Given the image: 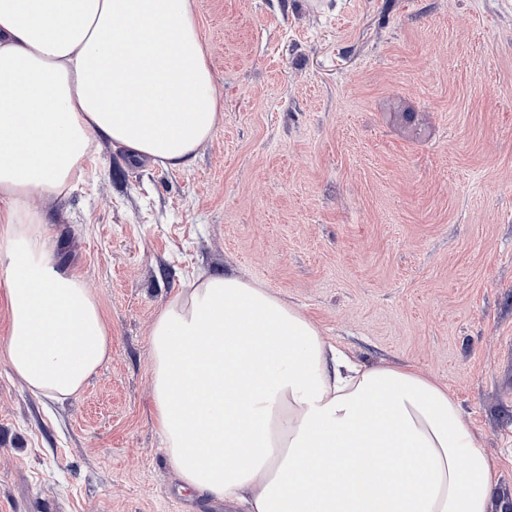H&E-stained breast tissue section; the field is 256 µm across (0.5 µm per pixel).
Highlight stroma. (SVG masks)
<instances>
[{"label": "stroma", "instance_id": "35a3bbf8", "mask_svg": "<svg viewBox=\"0 0 512 512\" xmlns=\"http://www.w3.org/2000/svg\"><path fill=\"white\" fill-rule=\"evenodd\" d=\"M221 117L190 167L103 144L56 249L112 357L75 398L0 361V512H212L153 421L148 329L202 268L459 402L512 512V0H194Z\"/></svg>", "mask_w": 512, "mask_h": 512}]
</instances>
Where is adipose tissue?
<instances>
[{
    "instance_id": "1",
    "label": "adipose tissue",
    "mask_w": 512,
    "mask_h": 512,
    "mask_svg": "<svg viewBox=\"0 0 512 512\" xmlns=\"http://www.w3.org/2000/svg\"><path fill=\"white\" fill-rule=\"evenodd\" d=\"M219 101L193 0H0V359L31 393L79 396L112 353L34 196L67 195L106 142L188 167ZM148 350L185 490L245 512H489L491 460L444 385L358 364L258 283L197 273Z\"/></svg>"
}]
</instances>
